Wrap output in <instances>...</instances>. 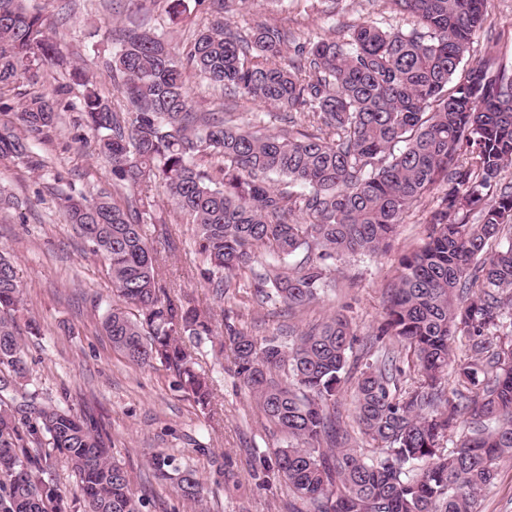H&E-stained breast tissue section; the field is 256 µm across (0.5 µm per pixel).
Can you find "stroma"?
Returning <instances> with one entry per match:
<instances>
[{"label": "stroma", "mask_w": 512, "mask_h": 512, "mask_svg": "<svg viewBox=\"0 0 512 512\" xmlns=\"http://www.w3.org/2000/svg\"><path fill=\"white\" fill-rule=\"evenodd\" d=\"M27 5L49 16L64 60L42 68L30 87L63 104L55 129L34 147V163L0 159V191L14 199L0 205V250L13 260L23 288L19 323L33 320L40 326L39 335L23 339L29 390L74 414L94 417L115 460L144 498L146 512H195L193 504L154 477L149 461L161 451L197 471L207 512H288L284 487L259 488L250 477V449L274 448L282 439L272 434L236 378L232 349L217 350L206 340L185 341L214 382L216 415L209 423L177 389L173 373L131 365L113 349L101 327L103 313L116 303L109 267L90 252L60 206L61 195L90 196L112 188L97 140L75 108L83 89L69 82L66 67L82 68L103 96L118 100L104 68L114 48L107 33L127 24L130 0H27ZM166 7V0H144L141 16L166 30L174 44L190 41L193 31L207 23L197 9L171 22ZM486 10L489 29L475 35L464 66L492 58L512 61V0H487ZM365 21L404 31L414 26L413 17L394 9L391 0H231L224 14L225 25L243 35L261 22L285 27L292 47L342 38ZM292 47L286 58H293ZM184 81L201 111L231 115L236 123L254 124L266 133L288 127L282 108L226 96L191 70L185 71ZM150 196L162 221L146 225L145 231L162 249V285L215 319L229 317L258 336L340 312L352 318L358 339H365L381 318L383 292L397 275L400 256L427 234L425 214L415 208L388 252L344 254L327 270L328 294L290 313L278 302L256 297L254 275L263 269L259 263L238 278L224 301L214 299L200 276L203 263L192 243L191 218L173 210L162 185H153Z\"/></svg>", "instance_id": "stroma-1"}]
</instances>
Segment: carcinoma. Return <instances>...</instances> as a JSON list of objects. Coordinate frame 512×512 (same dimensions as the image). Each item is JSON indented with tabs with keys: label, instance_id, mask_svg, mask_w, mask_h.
<instances>
[{
	"label": "carcinoma",
	"instance_id": "obj_1",
	"mask_svg": "<svg viewBox=\"0 0 512 512\" xmlns=\"http://www.w3.org/2000/svg\"><path fill=\"white\" fill-rule=\"evenodd\" d=\"M184 50L160 31L130 23L107 63L125 102L119 112L71 66L84 88L81 114L98 137L119 200L106 192L63 197L68 220L110 265L126 304L102 317L112 348L138 366H161L200 411L213 392L183 345L219 334L212 315L160 285L149 187L162 182L175 210L193 220L201 277L219 299L252 270L263 248L276 264L257 293L303 307L325 292L329 262L386 250L397 226L427 195L425 242L399 260L382 320L365 342L384 350L353 384L355 448L336 396L360 355L352 320L335 313L285 345L230 322L235 375L266 421L285 436L251 452L252 478L288 490V512H479L499 462L512 459V66L488 60L457 77L483 29L486 0H394L419 26L372 22L347 38L302 44L278 62L288 30L262 24L243 36L224 25V0ZM52 25L24 0H0V90L35 83L61 61ZM198 72L224 93L273 104L317 127L262 134L198 111L182 75ZM60 103L32 95L19 131H0V157L32 158ZM479 215L481 222L470 223ZM302 254L299 262L288 258ZM22 287L0 253V393L27 374L16 312ZM47 446L79 480L82 512H143L128 471L110 455L91 416L36 397L18 410L0 398V512H67L45 480ZM154 474L202 506L195 470L159 452Z\"/></svg>",
	"mask_w": 512,
	"mask_h": 512
}]
</instances>
